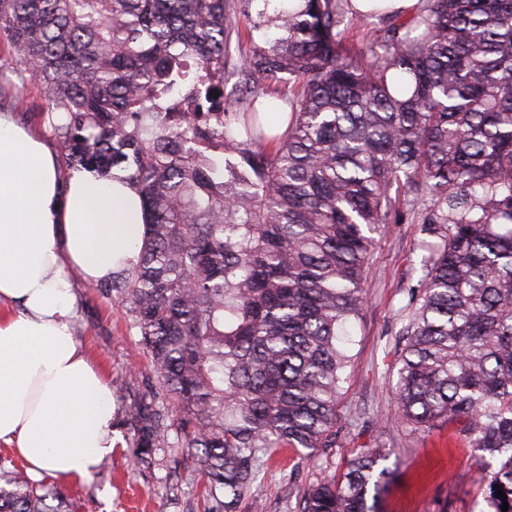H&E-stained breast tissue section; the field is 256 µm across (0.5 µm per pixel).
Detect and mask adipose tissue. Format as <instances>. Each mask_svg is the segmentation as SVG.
Returning <instances> with one entry per match:
<instances>
[{
    "label": "adipose tissue",
    "instance_id": "ef3b65f1",
    "mask_svg": "<svg viewBox=\"0 0 512 512\" xmlns=\"http://www.w3.org/2000/svg\"><path fill=\"white\" fill-rule=\"evenodd\" d=\"M141 233L132 184L62 168L0 113V444L33 478H91L118 444L112 388L73 336L71 273L133 267Z\"/></svg>",
    "mask_w": 512,
    "mask_h": 512
}]
</instances>
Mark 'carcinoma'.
Instances as JSON below:
<instances>
[{"instance_id":"1","label":"carcinoma","mask_w":512,"mask_h":512,"mask_svg":"<svg viewBox=\"0 0 512 512\" xmlns=\"http://www.w3.org/2000/svg\"><path fill=\"white\" fill-rule=\"evenodd\" d=\"M253 2L0 0L16 92L45 88L64 167L123 173L143 199L138 263L106 284L157 380L125 403L132 455L187 449L208 512H238L277 449L335 447L375 235L428 197L399 415L459 425L490 512H512V0H423L353 57L348 22L374 13ZM242 17L275 31L239 74L288 85L282 133L258 91L224 107ZM391 455L361 451L303 512H375ZM0 512L71 509L0 464Z\"/></svg>"}]
</instances>
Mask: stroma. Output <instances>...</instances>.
I'll list each match as a JSON object with an SVG mask.
<instances>
[{"mask_svg":"<svg viewBox=\"0 0 512 512\" xmlns=\"http://www.w3.org/2000/svg\"><path fill=\"white\" fill-rule=\"evenodd\" d=\"M43 102V88L31 83L20 98L0 97V110L14 111L18 123L40 133L57 153L61 147L39 115ZM428 205L421 199L406 206L400 221L376 238L361 316L348 328L351 362L335 447L312 454L278 451L245 495L241 512H302L307 490L341 472L346 460L364 448H389L400 460L393 481L377 499L376 512H488L475 480L477 449L449 443L444 429L412 430L399 420L395 403L400 332L423 275L418 242L423 237L420 216ZM73 290L79 302L74 334L91 361L106 371L115 422L123 424L126 395L145 392L156 377L118 294L79 277ZM176 458L173 452L159 454L146 470L122 444L92 479L46 474L41 482L66 497L73 512H204L198 476Z\"/></svg>","mask_w":512,"mask_h":512,"instance_id":"obj_1","label":"stroma"}]
</instances>
